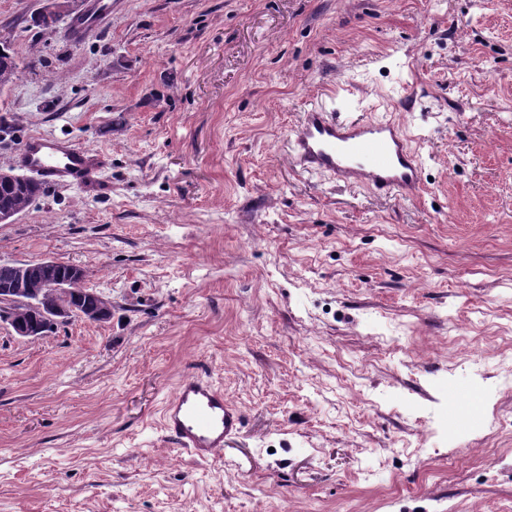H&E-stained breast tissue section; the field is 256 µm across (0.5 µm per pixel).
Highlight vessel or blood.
Instances as JSON below:
<instances>
[{"label": "vessel or blood", "mask_w": 512, "mask_h": 512, "mask_svg": "<svg viewBox=\"0 0 512 512\" xmlns=\"http://www.w3.org/2000/svg\"><path fill=\"white\" fill-rule=\"evenodd\" d=\"M290 157L311 174H329L344 184L366 187L408 201L424 191L423 162L402 126L390 119H342L320 105L307 106L289 132ZM23 168L47 183L79 188L91 184L102 160L91 149H76L42 135L30 136L21 154ZM448 412L476 419L471 396L462 388L448 391ZM244 423L241 411L207 376L183 378L162 408V427L176 448L207 459L222 449Z\"/></svg>", "instance_id": "vessel-or-blood-1"}]
</instances>
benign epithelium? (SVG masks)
Listing matches in <instances>:
<instances>
[{"label":"benign epithelium","instance_id":"7a95c632","mask_svg":"<svg viewBox=\"0 0 512 512\" xmlns=\"http://www.w3.org/2000/svg\"><path fill=\"white\" fill-rule=\"evenodd\" d=\"M46 2V7L34 16V21L39 25L53 26L77 6V0ZM48 266L64 270V277L54 285L56 292L51 299L43 298L36 288L41 270ZM6 267L12 270L13 279L10 285L0 289V321L8 323L20 338H39L47 334V328L66 325L75 318L103 323L112 317V300L94 291L90 292L91 299L85 306H77L69 285L73 281L84 280L86 272L76 264L58 258H44L25 263H8ZM31 309L41 314L42 323L27 321Z\"/></svg>","mask_w":512,"mask_h":512}]
</instances>
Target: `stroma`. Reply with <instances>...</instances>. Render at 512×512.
Here are the masks:
<instances>
[{
	"instance_id": "35a3bbf8",
	"label": "stroma",
	"mask_w": 512,
	"mask_h": 512,
	"mask_svg": "<svg viewBox=\"0 0 512 512\" xmlns=\"http://www.w3.org/2000/svg\"><path fill=\"white\" fill-rule=\"evenodd\" d=\"M94 2L0 0V166L33 134L107 157L0 261L112 301L0 322V512H512V0ZM311 103L404 123L422 198L296 168ZM194 372L244 416L209 461L160 426ZM46 7L34 16V21L38 25H55L59 19L72 13L77 6V0H45ZM448 413L454 416L466 415L473 424L479 422L478 415L469 407L471 395L463 388H448Z\"/></svg>"
}]
</instances>
